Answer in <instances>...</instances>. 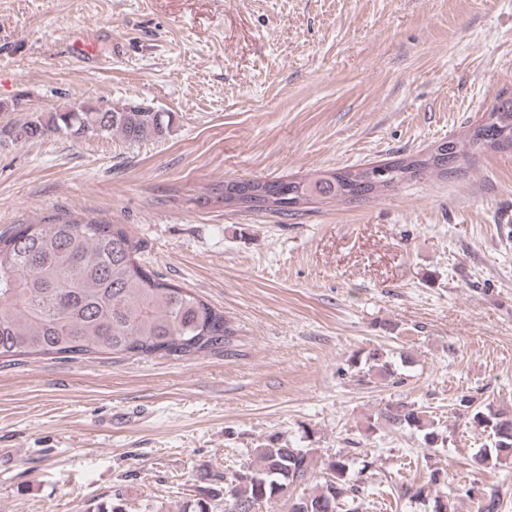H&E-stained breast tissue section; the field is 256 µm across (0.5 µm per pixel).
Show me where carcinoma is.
<instances>
[{
    "label": "carcinoma",
    "mask_w": 512,
    "mask_h": 512,
    "mask_svg": "<svg viewBox=\"0 0 512 512\" xmlns=\"http://www.w3.org/2000/svg\"><path fill=\"white\" fill-rule=\"evenodd\" d=\"M129 112H101L96 106L73 103L49 115L33 112L21 124L0 127V139H32L47 133L65 136H108L119 133L129 142L162 138L169 134L173 115L156 112L140 103ZM454 163L475 150L512 148V97L498 98L486 119L473 127L464 141L456 142ZM440 146L420 158L391 164H371L356 170L325 171L311 177L256 181L250 211L291 212L314 199L352 200L354 184L368 182L374 171L389 167L395 173L379 177L365 197L390 188L430 169L444 174L448 164L437 158ZM137 244L120 224L67 211L46 216L37 224L21 223L0 232V360L17 356L122 355L191 357L229 353L234 330L224 313L200 299L192 290L149 274L137 260ZM368 371L384 378L389 361L375 350ZM471 423L492 436L480 450V464L512 458V416L492 405L472 406ZM376 422L390 429L422 433L433 447L440 433L425 411L408 402L388 404ZM253 462L224 483V512H259L285 495L289 488L310 480L308 451L281 445L269 438L255 449ZM352 462L338 456L328 464L331 477L315 493L293 502L290 512H358L354 506L359 487L350 477ZM434 496L426 487H405L403 495L430 501L431 512H448L445 477L429 474Z\"/></svg>",
    "instance_id": "carcinoma-1"
}]
</instances>
